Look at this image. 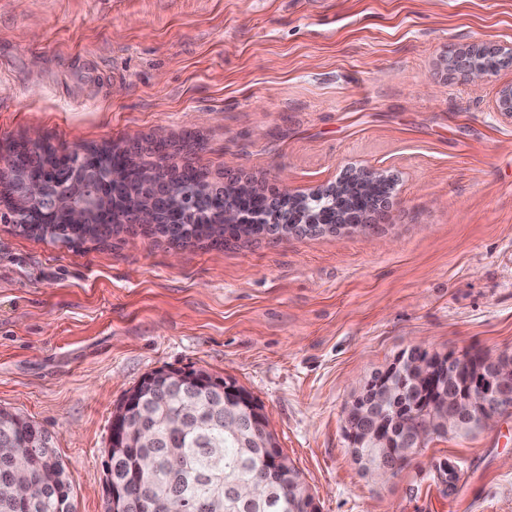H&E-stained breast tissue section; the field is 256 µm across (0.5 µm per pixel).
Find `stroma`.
I'll return each mask as SVG.
<instances>
[{"instance_id": "obj_1", "label": "stroma", "mask_w": 512, "mask_h": 512, "mask_svg": "<svg viewBox=\"0 0 512 512\" xmlns=\"http://www.w3.org/2000/svg\"><path fill=\"white\" fill-rule=\"evenodd\" d=\"M475 42L512 44V0H0V157L37 129L269 189L347 163L398 176L367 234L75 250L0 223V407L50 431L75 512H105L125 394L188 367L262 404L320 512H512V409L383 480L344 436L365 379L412 345L512 355V116L494 107L512 66L449 71Z\"/></svg>"}]
</instances>
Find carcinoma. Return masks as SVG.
<instances>
[{
  "label": "carcinoma",
  "mask_w": 512,
  "mask_h": 512,
  "mask_svg": "<svg viewBox=\"0 0 512 512\" xmlns=\"http://www.w3.org/2000/svg\"><path fill=\"white\" fill-rule=\"evenodd\" d=\"M507 65L508 61L492 53L478 54L472 61L473 67L488 72ZM211 186L208 173L198 169L196 180L189 186L179 179L171 180L169 200L182 203L188 190L202 198ZM388 188V183L377 181L363 192L350 184L333 204L319 212H307L294 199L285 201L275 214L290 224H334L352 206ZM141 196V189L132 186L113 204L119 223L103 229L92 227L90 241L102 243L130 230V225L120 220L139 204ZM224 205L242 216L243 223L225 224L223 212L199 209L189 213L187 223L176 225L171 233L159 229L154 235L174 248H183L201 240L220 245L228 238H258L266 231V225L255 223V216L263 212L262 197L231 188L225 193ZM18 228L39 240L77 246L62 217L53 224H20ZM400 356L430 363L433 377L418 385L402 386L385 370L371 375L372 381H392L393 399L399 403L411 397L415 407L409 408L405 423L391 432L389 419L377 411L375 400L365 395L359 398L362 415L351 420L358 444L353 453L365 469L393 455L407 462L418 450L405 441L413 429L425 432L429 441L435 436L469 433L477 428L474 421L440 425L438 414L429 411L437 397L466 383V378L448 366V356L426 351L415 356L406 350ZM177 373L179 370L174 369L171 375L138 389L139 415L156 433L160 446L141 448L138 439L127 434L121 448L112 454V480L123 486L126 512H309L313 495L288 456H283L279 470L272 473L264 469L261 444L274 435L265 430L257 433L245 425L251 416L249 404L234 394H221L215 384H179L174 379ZM230 485L258 488L260 494L233 497L226 492ZM61 503L68 505V512H74L66 469L51 434L19 413L0 414V512H53Z\"/></svg>",
  "instance_id": "1"
}]
</instances>
